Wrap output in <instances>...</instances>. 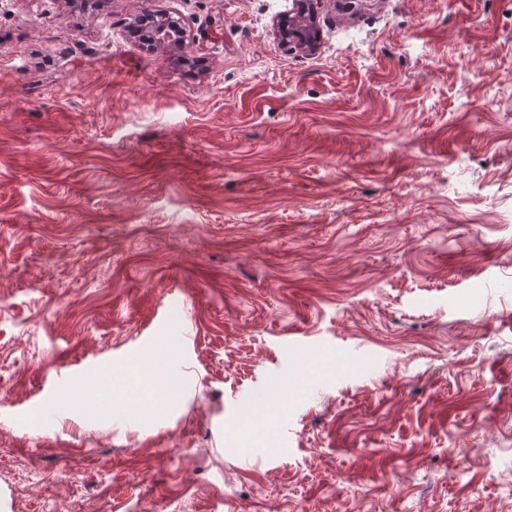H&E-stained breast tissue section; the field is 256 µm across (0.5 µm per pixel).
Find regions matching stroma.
I'll return each instance as SVG.
<instances>
[{"label":"stroma","instance_id":"35a3bbf8","mask_svg":"<svg viewBox=\"0 0 512 512\" xmlns=\"http://www.w3.org/2000/svg\"><path fill=\"white\" fill-rule=\"evenodd\" d=\"M289 7L0 0L12 512H512V0ZM287 13L274 20L278 39L300 48L313 49L319 36H315V6L313 0H291ZM150 35L147 42L155 48L165 49L169 44H176L181 48L185 41V32L179 25L173 29H168L166 26H158Z\"/></svg>","mask_w":512,"mask_h":512}]
</instances>
